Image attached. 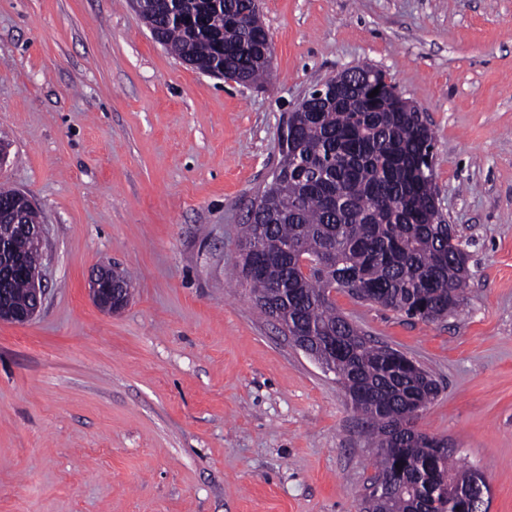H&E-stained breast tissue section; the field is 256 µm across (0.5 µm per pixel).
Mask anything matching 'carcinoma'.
<instances>
[{"mask_svg": "<svg viewBox=\"0 0 512 512\" xmlns=\"http://www.w3.org/2000/svg\"><path fill=\"white\" fill-rule=\"evenodd\" d=\"M154 18L157 38L177 58L256 83L269 71L261 52L269 38L255 0H171ZM204 11L209 25L191 28L177 16ZM249 13L252 23L238 25ZM297 139L280 155L279 177L261 195L262 208L243 225L236 277L265 315L277 314L300 331L328 369L351 390L365 416L377 455L384 498L365 499L363 512H454L437 492L445 477L461 486L474 471L460 469L454 449L435 451L431 436L415 429L411 412L439 394L434 376L413 370L374 342L353 336L330 292L368 291L363 301L412 319L452 314L462 300L467 255L453 228L435 215L436 190L418 179L414 164L433 148L419 112L391 99L368 98L352 88L311 102L298 118Z\"/></svg>", "mask_w": 512, "mask_h": 512, "instance_id": "carcinoma-1", "label": "carcinoma"}]
</instances>
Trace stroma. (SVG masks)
I'll return each instance as SVG.
<instances>
[{"instance_id": "obj_1", "label": "stroma", "mask_w": 512, "mask_h": 512, "mask_svg": "<svg viewBox=\"0 0 512 512\" xmlns=\"http://www.w3.org/2000/svg\"><path fill=\"white\" fill-rule=\"evenodd\" d=\"M259 10L274 58L245 85L184 65L129 0H0V186L45 226L43 305L0 322V512H359V415L231 278L289 112L357 65L426 119L469 276L434 322L330 298L435 376L416 429L512 512V0ZM114 263L133 278L118 313L87 292Z\"/></svg>"}]
</instances>
